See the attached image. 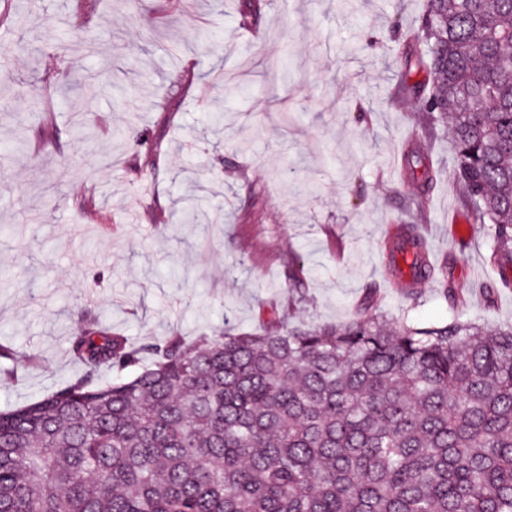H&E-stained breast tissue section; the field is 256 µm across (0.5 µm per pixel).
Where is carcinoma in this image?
<instances>
[{
    "mask_svg": "<svg viewBox=\"0 0 512 512\" xmlns=\"http://www.w3.org/2000/svg\"><path fill=\"white\" fill-rule=\"evenodd\" d=\"M408 42L422 124H450L456 189L512 269V0H426ZM202 214L189 198L180 220ZM375 294L336 326L271 309L261 333L132 347L85 325L84 373L0 412V512H512V326L389 324Z\"/></svg>",
    "mask_w": 512,
    "mask_h": 512,
    "instance_id": "cac0c4a2",
    "label": "carcinoma"
}]
</instances>
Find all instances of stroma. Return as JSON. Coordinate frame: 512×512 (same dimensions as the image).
Returning <instances> with one entry per match:
<instances>
[{
    "label": "stroma",
    "mask_w": 512,
    "mask_h": 512,
    "mask_svg": "<svg viewBox=\"0 0 512 512\" xmlns=\"http://www.w3.org/2000/svg\"><path fill=\"white\" fill-rule=\"evenodd\" d=\"M240 2L34 0L24 19L17 0H0V345L15 353L0 412L81 374L69 341L89 320L136 345L227 322L255 333L270 307L292 326H332L375 286L390 322L512 325L488 227L454 188L449 133L425 132L420 94L401 87L394 49L425 0H264L250 31ZM219 68L237 82L206 80ZM81 118L91 138L78 137ZM407 154L437 180L403 173ZM190 191L220 208L218 224L179 223ZM36 208L46 223L32 221ZM406 224L463 305L438 281L410 296L387 279L381 253ZM292 262L305 276L294 291Z\"/></svg>",
    "instance_id": "obj_1"
}]
</instances>
